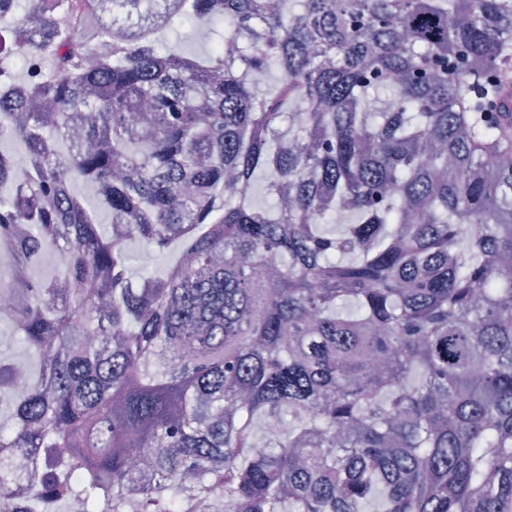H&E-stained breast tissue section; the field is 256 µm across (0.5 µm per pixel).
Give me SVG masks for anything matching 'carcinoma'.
Here are the masks:
<instances>
[{
	"label": "carcinoma",
	"instance_id": "obj_1",
	"mask_svg": "<svg viewBox=\"0 0 512 512\" xmlns=\"http://www.w3.org/2000/svg\"><path fill=\"white\" fill-rule=\"evenodd\" d=\"M15 12L11 58L51 68L0 88V136L33 158L15 180L0 152V251L27 272L0 319L37 359L0 364V500L512 512V104L486 111L512 0ZM176 20L224 31L195 56L154 37ZM131 240L183 247L133 280ZM74 190L84 199L89 207L93 208L97 212L100 224H110V210L101 203L99 197L96 195L90 184L77 182L74 186Z\"/></svg>",
	"mask_w": 512,
	"mask_h": 512
}]
</instances>
